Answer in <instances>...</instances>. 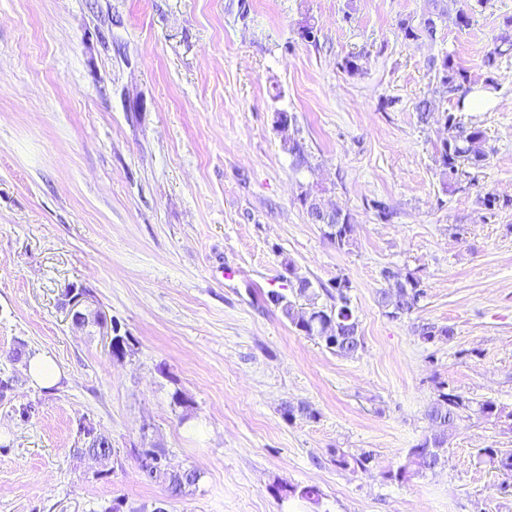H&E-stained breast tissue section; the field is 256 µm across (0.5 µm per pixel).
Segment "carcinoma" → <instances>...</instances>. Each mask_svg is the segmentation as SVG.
<instances>
[{
	"instance_id": "1",
	"label": "carcinoma",
	"mask_w": 512,
	"mask_h": 512,
	"mask_svg": "<svg viewBox=\"0 0 512 512\" xmlns=\"http://www.w3.org/2000/svg\"><path fill=\"white\" fill-rule=\"evenodd\" d=\"M440 82L448 89V94L459 95L463 100L466 94L462 93L463 84L468 82L466 70L454 65L450 58L442 60L438 68ZM444 120L451 121L456 127V138L442 143L436 147V163L438 164L443 189L449 193L458 190V185L470 177V171L484 166L489 151L485 131L477 125H467L453 112H445ZM277 129L282 136L288 151L299 160H305L303 145L290 133L293 118L286 112L277 113ZM353 217L345 212L340 222L327 225L326 236L339 250L353 245L352 237ZM288 274L292 275L295 283L291 284L295 297L304 300L299 304L284 293H271L270 302L281 309L283 316L299 332L306 336L317 337L325 343L332 353L342 358H353L363 343L359 334V323L351 307L349 291L351 281L346 277H336L330 286H321L332 303L321 306L318 303L319 293L312 289V283L305 277L297 275L294 265H288ZM383 286L377 290L378 304L385 309L387 316L397 319L410 315L419 308V304L426 297V289L419 278L408 273L401 275L387 268L382 271ZM418 335L427 343L449 341L453 337L450 327H437L430 323L418 326ZM466 413H473L486 420L501 421L505 418L512 420V411H505V407L492 400L473 403L469 398L441 384L437 394L426 411L428 419L439 431L426 436L422 441L409 449L405 461L396 468L384 472V478L406 482L412 477L427 470H434L441 464L440 448L447 441L450 430L457 419ZM478 454L493 466L503 477L501 488L506 490L512 487V450L504 448H481ZM200 479V473L188 468L180 476L167 472L159 464L148 476V481H161L167 485L169 496L177 497L195 486ZM278 491L284 496H298L312 504L319 503L321 492L316 486L298 488L290 484H281Z\"/></svg>"
}]
</instances>
